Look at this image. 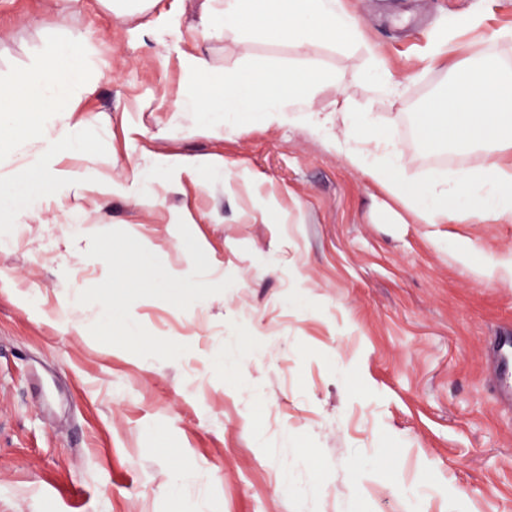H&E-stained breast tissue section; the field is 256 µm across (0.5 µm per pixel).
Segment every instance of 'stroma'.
Returning a JSON list of instances; mask_svg holds the SVG:
<instances>
[{"instance_id":"obj_1","label":"stroma","mask_w":512,"mask_h":512,"mask_svg":"<svg viewBox=\"0 0 512 512\" xmlns=\"http://www.w3.org/2000/svg\"><path fill=\"white\" fill-rule=\"evenodd\" d=\"M196 2L153 0L151 12L185 18L163 43L130 40L151 13L118 16L105 0L75 12L0 0V75L25 71L52 33L91 46L94 91L76 103L88 149L63 164L112 185L80 223L46 209L0 223V512H512V413L493 401L485 358L488 338L512 328V281L479 274L512 260V223H399L405 205L302 121L246 115L218 136L161 96L178 91L186 55L229 72L252 57L296 68L316 82L315 110L345 97L371 113L421 182L452 151L414 124L445 82L424 47L479 13L449 62L512 59V40L496 38L512 30V0H337L395 98L365 82V49L202 40ZM173 155L220 157L224 176L168 171L175 189L156 201L151 182L132 185V167ZM186 213L209 280L233 285L185 311L140 299L131 315L187 352L145 359L95 340L98 308L77 297L107 267L68 242L121 229L188 268Z\"/></svg>"}]
</instances>
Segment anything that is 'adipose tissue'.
<instances>
[{"instance_id": "1", "label": "adipose tissue", "mask_w": 512, "mask_h": 512, "mask_svg": "<svg viewBox=\"0 0 512 512\" xmlns=\"http://www.w3.org/2000/svg\"><path fill=\"white\" fill-rule=\"evenodd\" d=\"M199 25L206 36L236 37L262 25L267 35L303 50L322 40L358 46L364 42L354 19L337 8L336 0H267L261 9L254 0H203ZM183 64L194 83L212 85L218 98L203 107L198 95L185 89L177 92L175 109L215 133L223 132L226 112L260 113L268 126L285 123L297 113L350 166L412 207L418 223L448 224L472 217L512 220V87L498 79L497 59L453 64L444 89L416 114L421 129L444 130L484 147L490 163L456 178L435 175L418 186L399 175L403 149L388 134L373 133L370 113L352 111L345 98L335 113L314 111V87L302 71L255 59L251 66L260 79L221 75L202 53L185 57ZM88 68L85 45L60 36L48 42L25 72L0 76V142L23 157L21 164L0 174L5 215L17 209L35 211L63 198L68 207L60 216L67 220L94 204L96 196L111 194V184L100 178L95 195H88L87 183L50 161L60 152L78 156L84 151L81 122L61 126L57 120L60 113L75 112L77 99L91 90Z\"/></svg>"}]
</instances>
